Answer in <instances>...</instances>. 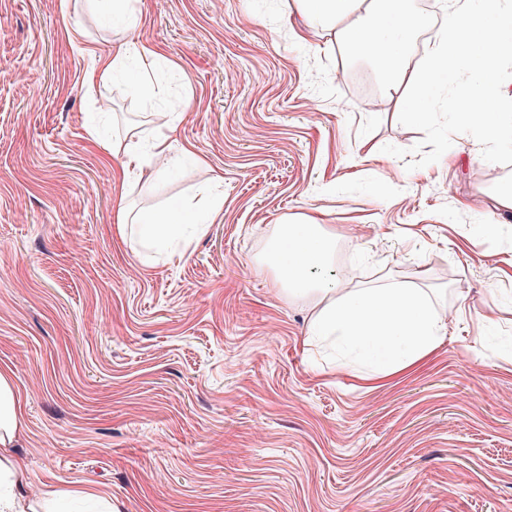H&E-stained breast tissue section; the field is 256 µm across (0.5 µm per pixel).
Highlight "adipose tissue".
<instances>
[{
    "label": "adipose tissue",
    "instance_id": "ef3b65f1",
    "mask_svg": "<svg viewBox=\"0 0 512 512\" xmlns=\"http://www.w3.org/2000/svg\"><path fill=\"white\" fill-rule=\"evenodd\" d=\"M385 17L359 23L353 52L369 53L385 69L383 95L395 92L408 74L405 44L388 46L382 39L385 24H403L405 0H383ZM448 31L433 45L415 79L432 84L448 74L455 53L470 55L471 34L482 37L479 64L497 71L512 60V15L499 0H487L482 14H471L462 0H451ZM191 211L179 208L150 213L136 227L149 246L163 245L182 225L196 223ZM334 235L325 233L313 218L289 225L271 245L267 260L277 267L290 290L313 295L319 311L312 321L317 336L337 337L346 355L359 360V381L373 387L412 372L436 353L447 328L433 305L413 288H353L332 298L327 285L311 281L313 266L329 262ZM25 427L24 405L12 377L0 372V512H29L25 498L26 463L11 454Z\"/></svg>",
    "mask_w": 512,
    "mask_h": 512
}]
</instances>
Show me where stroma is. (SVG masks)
Masks as SVG:
<instances>
[{"label": "stroma", "instance_id": "stroma-1", "mask_svg": "<svg viewBox=\"0 0 512 512\" xmlns=\"http://www.w3.org/2000/svg\"><path fill=\"white\" fill-rule=\"evenodd\" d=\"M0 0V370L25 400L26 492L100 499L81 512H512V150L460 137L461 63L361 108L382 80L335 28L308 40L304 0ZM411 63L442 0L406 4ZM150 49L89 82L94 55ZM139 134L137 210L223 200L222 222L161 251L115 223L112 172L89 142ZM167 137L169 149L150 145ZM193 145L196 159L183 145ZM336 234L337 290L429 294L435 357L368 389L313 339L312 299L266 262L278 229Z\"/></svg>", "mask_w": 512, "mask_h": 512}]
</instances>
